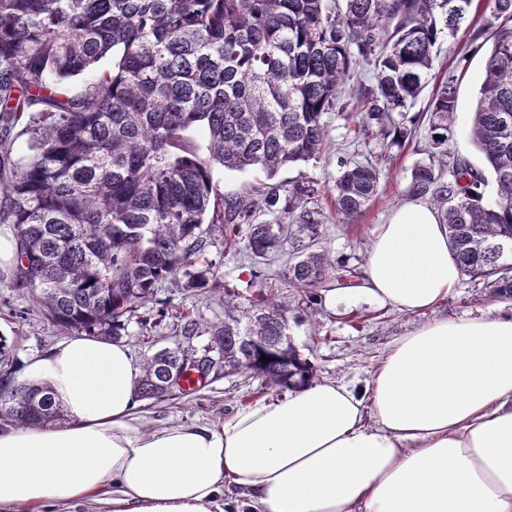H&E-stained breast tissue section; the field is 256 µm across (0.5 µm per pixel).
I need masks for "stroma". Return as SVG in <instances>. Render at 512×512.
Here are the masks:
<instances>
[{
  "label": "stroma",
  "mask_w": 512,
  "mask_h": 512,
  "mask_svg": "<svg viewBox=\"0 0 512 512\" xmlns=\"http://www.w3.org/2000/svg\"><path fill=\"white\" fill-rule=\"evenodd\" d=\"M474 30V19L466 18L454 38L440 43L433 74L440 77L453 70L460 50L468 49L467 75L458 89L453 132L459 151L480 167L484 164V157L467 139L485 61L484 51L470 47ZM327 122L330 141L326 152L319 159L281 170L275 178L277 181L288 182L303 176L328 189L337 175L338 157L361 158L366 147L358 111L351 107L342 114H330ZM427 138L428 127L423 124L402 147L391 149L389 177L382 180L378 197L360 216L348 223L329 218L321 246L328 250L336 266L364 268L376 225L388 223L391 214L409 202L404 191L412 167L423 157ZM213 178L218 192L227 197L258 192L270 181L258 169H218ZM204 257L222 263V286L212 297L206 299L166 283L159 288L154 301L142 308V315L155 314L162 302L168 301L176 310L193 313L205 324L223 318L225 303L234 302L236 296L248 294L249 270L234 253L225 252L224 238L218 232L212 235ZM271 292L284 298L291 307V339L314 365L317 380L356 386L366 385L376 363L396 339L424 321L446 316H476L494 310L512 311V300L491 297L488 290L466 276L461 277L458 287L447 299L423 316L407 315L388 306L352 301L350 290L345 287L321 292L312 315L307 317L296 308V291L288 288L284 281H273ZM176 322L174 313L167 315L159 326L153 328L148 338L141 336L137 324H130L124 342L135 360L144 361L155 351L171 346ZM0 335L15 344L17 358L23 359L69 338L70 333L49 324L28 296L0 288ZM276 397L273 390L259 393L257 381L248 374L234 373L201 387L190 396L151 405L141 404L138 415L146 430L162 428L176 421L218 426L236 410Z\"/></svg>",
  "instance_id": "stroma-1"
}]
</instances>
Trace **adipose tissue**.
<instances>
[{
  "label": "adipose tissue",
  "mask_w": 512,
  "mask_h": 512,
  "mask_svg": "<svg viewBox=\"0 0 512 512\" xmlns=\"http://www.w3.org/2000/svg\"><path fill=\"white\" fill-rule=\"evenodd\" d=\"M459 280L447 227L414 202L376 228L359 292L418 315ZM19 375L69 422L0 424V512H512V314L423 323L367 386L315 381L218 428L140 430L141 367L102 338Z\"/></svg>",
  "instance_id": "ef3b65f1"
}]
</instances>
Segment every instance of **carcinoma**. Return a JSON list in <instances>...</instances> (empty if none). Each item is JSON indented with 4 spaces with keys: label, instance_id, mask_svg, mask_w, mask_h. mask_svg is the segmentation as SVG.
Segmentation results:
<instances>
[{
    "label": "carcinoma",
    "instance_id": "cac0c4a2",
    "mask_svg": "<svg viewBox=\"0 0 512 512\" xmlns=\"http://www.w3.org/2000/svg\"><path fill=\"white\" fill-rule=\"evenodd\" d=\"M475 4L484 6L475 37L493 38L470 129L487 167L454 146L458 67L431 98L427 158L406 192L437 208L461 273L511 299L512 0H0V223L15 242L0 286L31 298L56 327L119 340L162 284L204 297L219 287L217 264L196 267L216 229L230 249L244 242L258 294L207 326L181 317L173 345L146 358L138 398L187 394L171 378L187 369L203 384L240 371L277 391L313 382L290 338L288 303L263 288L281 278L308 305L337 280L317 249L328 221L321 187L301 179L225 199L213 172L256 168L272 179L318 159L326 115L352 99L381 152L337 159L331 192L337 219L360 215L388 150L419 128L411 109L439 39ZM108 56L112 66L100 67ZM287 247L289 262L271 269ZM18 369L0 336L6 420L64 419L50 387L19 380Z\"/></svg>",
    "mask_w": 512,
    "mask_h": 512
}]
</instances>
